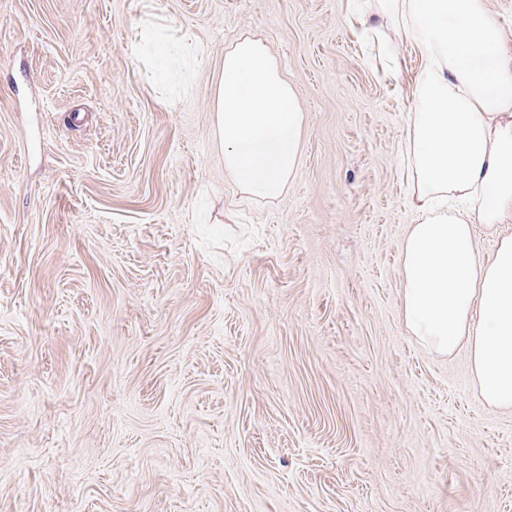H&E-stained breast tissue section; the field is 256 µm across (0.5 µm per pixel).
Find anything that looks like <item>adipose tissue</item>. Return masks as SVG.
<instances>
[{"mask_svg":"<svg viewBox=\"0 0 512 512\" xmlns=\"http://www.w3.org/2000/svg\"><path fill=\"white\" fill-rule=\"evenodd\" d=\"M362 25L410 40L421 58L405 128L419 221L402 245L404 324L439 354L465 349L482 399L512 409V234L487 260L475 233L512 219V34L487 0H379ZM213 110L226 177L248 197H279L303 114L264 42L225 52Z\"/></svg>","mask_w":512,"mask_h":512,"instance_id":"ef3b65f1","label":"adipose tissue"}]
</instances>
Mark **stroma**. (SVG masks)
<instances>
[{"mask_svg":"<svg viewBox=\"0 0 512 512\" xmlns=\"http://www.w3.org/2000/svg\"><path fill=\"white\" fill-rule=\"evenodd\" d=\"M354 0H0V512H512V412L401 317L415 48ZM304 116L224 175V52ZM213 110L226 177L248 197H279L296 168L303 113L264 42L242 38L224 53Z\"/></svg>","mask_w":512,"mask_h":512,"instance_id":"stroma-1","label":"stroma"}]
</instances>
